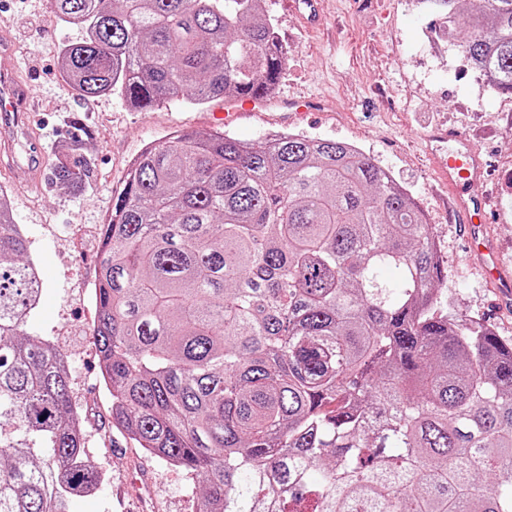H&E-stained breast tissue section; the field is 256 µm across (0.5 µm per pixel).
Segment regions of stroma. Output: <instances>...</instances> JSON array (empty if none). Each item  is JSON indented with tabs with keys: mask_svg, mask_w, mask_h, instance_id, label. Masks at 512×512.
<instances>
[{
	"mask_svg": "<svg viewBox=\"0 0 512 512\" xmlns=\"http://www.w3.org/2000/svg\"><path fill=\"white\" fill-rule=\"evenodd\" d=\"M323 22L307 29L290 0H261L260 9L277 28L288 60L276 87L286 96L319 95L321 111L283 123L277 109L238 119L228 130L253 143L281 132L349 143L404 187L435 233L442 280L440 307L459 322L477 320L512 342V311L493 297L468 264L465 243L451 224L448 194L439 167L446 149L429 153L422 132L455 124L492 130L479 145L491 162L487 188L501 206L493 230L506 260H512V96L490 90L465 67L456 36L429 45L442 19L418 0H323ZM0 26L16 48L22 78L34 86L38 132L49 162L63 152L65 117L92 125L86 152L88 190L68 193L50 182L27 188L28 171L16 166L0 175L15 221L30 241V259L40 269L45 291L29 317L28 332L52 339L70 362L71 391L85 442L84 460L103 482L91 496L74 499L71 512H194L195 484L184 471L143 454L112 426V400L101 384L92 328L97 309L94 285L100 234L134 160L145 147L174 131L213 129L215 101L191 107L175 101L137 110L113 95L86 101L63 78V45L81 42L82 27L56 24L49 0H0ZM143 474L142 499H117L116 488Z\"/></svg>",
	"mask_w": 512,
	"mask_h": 512,
	"instance_id": "1",
	"label": "stroma"
}]
</instances>
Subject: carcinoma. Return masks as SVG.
<instances>
[{
  "label": "carcinoma",
  "instance_id": "cac0c4a2",
  "mask_svg": "<svg viewBox=\"0 0 512 512\" xmlns=\"http://www.w3.org/2000/svg\"><path fill=\"white\" fill-rule=\"evenodd\" d=\"M260 0H50L86 100L150 109L271 94ZM461 56L512 95V0H473ZM51 168L80 190L84 138ZM0 201V512H70L83 461L64 353ZM435 234L358 148L282 132L166 135L103 225L92 336L112 425L202 483L195 512H512V343L438 310Z\"/></svg>",
  "mask_w": 512,
  "mask_h": 512
}]
</instances>
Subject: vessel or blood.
<instances>
[{"instance_id": "vessel-or-blood-1", "label": "vessel or blood", "mask_w": 512, "mask_h": 512, "mask_svg": "<svg viewBox=\"0 0 512 512\" xmlns=\"http://www.w3.org/2000/svg\"><path fill=\"white\" fill-rule=\"evenodd\" d=\"M36 100L19 77L15 48L10 38L0 32V170L8 171L17 162V150H24L29 186L40 189L46 165L45 148L36 130ZM280 108L283 118L298 112L296 102L280 97L247 95L225 103L216 118L221 122L234 120L244 112H257L267 107ZM448 145V167L441 170L443 186L453 204V216L467 242L473 265L489 287L493 288L502 308L512 307V266L504 264L498 246L490 232L487 211L490 198L484 189V172L488 165L470 132L449 127L436 136Z\"/></svg>"}]
</instances>
